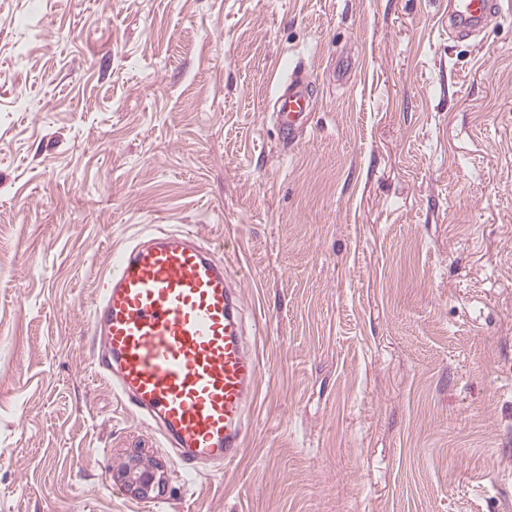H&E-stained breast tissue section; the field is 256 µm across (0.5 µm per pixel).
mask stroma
<instances>
[{
	"label": "stroma",
	"instance_id": "35a3bbf8",
	"mask_svg": "<svg viewBox=\"0 0 512 512\" xmlns=\"http://www.w3.org/2000/svg\"><path fill=\"white\" fill-rule=\"evenodd\" d=\"M447 12L0 0V512H512V13ZM181 230L259 363L244 453L188 483L88 322L118 247ZM507 0H448V32L468 37L483 31L493 20L500 18ZM309 92L297 75L282 84L274 97L276 122L286 139L295 138L306 120ZM125 479L135 494L145 495L150 491L155 476L149 471H139L138 467L133 466L126 471Z\"/></svg>",
	"mask_w": 512,
	"mask_h": 512
}]
</instances>
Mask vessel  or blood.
Here are the masks:
<instances>
[{"instance_id": "1", "label": "vessel or blood", "mask_w": 512, "mask_h": 512, "mask_svg": "<svg viewBox=\"0 0 512 512\" xmlns=\"http://www.w3.org/2000/svg\"><path fill=\"white\" fill-rule=\"evenodd\" d=\"M512 0H448V31L468 37ZM309 108L298 77L282 84L274 115L295 138ZM96 373L154 424L180 464L242 452L258 364L243 336L232 274L189 234H164L118 252L90 311Z\"/></svg>"}]
</instances>
